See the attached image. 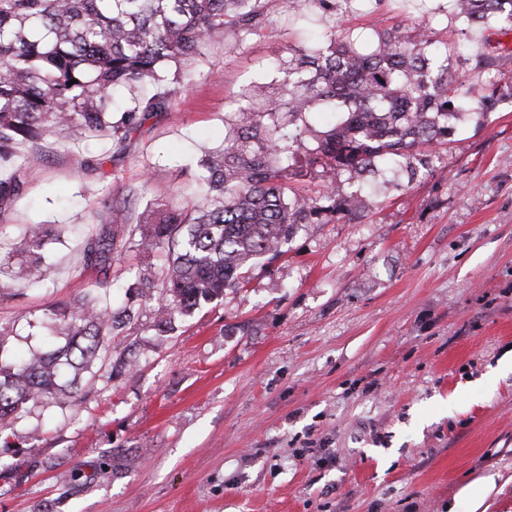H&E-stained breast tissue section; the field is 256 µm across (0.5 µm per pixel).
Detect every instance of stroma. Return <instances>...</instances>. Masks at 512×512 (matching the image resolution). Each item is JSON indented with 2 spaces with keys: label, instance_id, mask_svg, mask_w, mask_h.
Masks as SVG:
<instances>
[{
  "label": "stroma",
  "instance_id": "35a3bbf8",
  "mask_svg": "<svg viewBox=\"0 0 512 512\" xmlns=\"http://www.w3.org/2000/svg\"><path fill=\"white\" fill-rule=\"evenodd\" d=\"M263 5V36L210 43L166 111L123 145L91 144L97 172L50 153L0 224L8 249L25 225L66 227L51 281L0 292L8 358L63 344L28 323L85 294L134 313L81 394L21 412L0 447V512H469L462 488L490 472L505 485L485 512H512V372L497 371L512 356V96L456 119L432 172L373 186L356 221L298 225L244 288L166 335L156 302L124 297L162 251L130 248L106 275L82 266L103 186L147 173L150 197L193 198V164L223 143L235 96L278 86L276 59L331 25L422 26L464 71L480 51L512 77V34L463 29L447 0H345L332 22Z\"/></svg>",
  "mask_w": 512,
  "mask_h": 512
}]
</instances>
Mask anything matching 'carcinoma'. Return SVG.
<instances>
[{
    "label": "carcinoma",
    "instance_id": "obj_1",
    "mask_svg": "<svg viewBox=\"0 0 512 512\" xmlns=\"http://www.w3.org/2000/svg\"><path fill=\"white\" fill-rule=\"evenodd\" d=\"M455 2L468 28L512 30V0ZM313 3L336 15V0H299L297 11ZM268 25L261 0H0V222L50 148L63 145L80 170H97L86 156L90 141L123 143L167 109L184 68L202 61L208 42L227 36L239 45ZM433 45L420 27L383 28L370 40L339 28L322 47L289 49L279 60L288 74L282 92L265 97L266 84L254 83L237 95L224 143L198 161L196 200L136 215L132 200L146 194L150 178L125 195L108 192L83 267L105 274L134 243L164 250L157 278L139 281L161 290V330L242 287L258 259L281 254L297 225L321 214L357 219L374 203L364 185L345 195L326 185L310 195L295 184L384 171L411 181L430 171L432 145L448 143L451 120L472 103L495 108L496 59L478 56L476 75L466 78ZM120 89L132 96L117 107ZM323 106L340 118L319 132L305 117ZM304 137L315 146L301 154ZM63 235L53 224L28 225L17 259L0 262V289L48 280L51 245ZM131 319L129 309L101 306L88 294L46 310L32 327L61 324L68 342L0 362V447L16 446L10 426L23 408L78 393L82 373Z\"/></svg>",
    "mask_w": 512,
    "mask_h": 512
}]
</instances>
